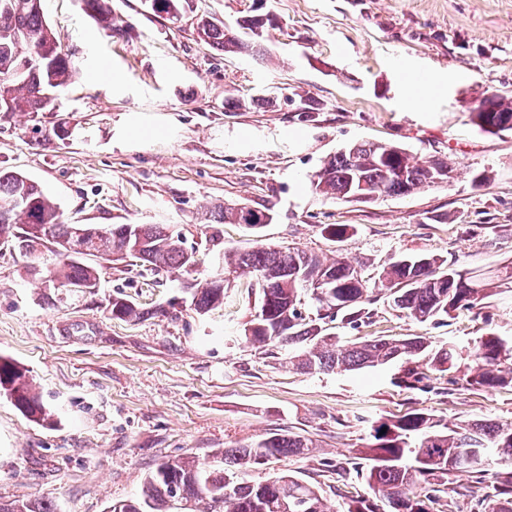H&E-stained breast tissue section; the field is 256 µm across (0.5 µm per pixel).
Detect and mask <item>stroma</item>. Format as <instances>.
Instances as JSON below:
<instances>
[{
	"instance_id": "obj_1",
	"label": "stroma",
	"mask_w": 512,
	"mask_h": 512,
	"mask_svg": "<svg viewBox=\"0 0 512 512\" xmlns=\"http://www.w3.org/2000/svg\"><path fill=\"white\" fill-rule=\"evenodd\" d=\"M124 31L100 29L81 0H45L44 12L75 71L51 110L0 122V167L41 184L69 224H166L198 264L170 277L112 265L97 288L72 293L0 255V356L28 370L53 423L0 396V502L51 499L56 512H108L137 497L146 474L174 459L221 452L292 432L310 455L272 459L247 478L288 471L345 512L336 472L371 444L375 422L419 410L441 420L512 422V388L476 389L459 367L430 392L401 388V363L305 373L246 343L256 301L239 273L222 308L201 315L187 283L213 275L230 249L295 245L343 256L373 274L390 259L439 255L487 273L512 262V130L481 132L472 112L486 94L512 98V0H194L170 23L141 0H111ZM273 16L266 54L224 53L202 42L195 18L236 27L256 7ZM436 85H425L426 77ZM310 104L312 114L301 112ZM162 127L134 145L113 142L129 114ZM66 139L53 137L58 125ZM389 143L418 159L447 158V186L371 203L312 193L324 160L356 142ZM487 180L476 184V174ZM224 203L270 208L259 233L210 226ZM328 224H346L343 240ZM124 294L136 321L112 318ZM167 316L153 315L156 305ZM370 320L330 322L341 339L420 336L471 348L512 336V288L445 324L418 322L387 301Z\"/></svg>"
}]
</instances>
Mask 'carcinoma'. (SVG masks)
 Here are the masks:
<instances>
[{"label":"carcinoma","mask_w":512,"mask_h":512,"mask_svg":"<svg viewBox=\"0 0 512 512\" xmlns=\"http://www.w3.org/2000/svg\"><path fill=\"white\" fill-rule=\"evenodd\" d=\"M84 10L109 31H117L106 0H82ZM193 0H144L156 15L176 23ZM196 30L206 44L225 53L264 52L262 37L244 41L209 17H197ZM73 68L46 21L44 0H0V122L51 107L67 84ZM473 120L486 133L512 130V100L495 95L480 99ZM311 188L338 199L376 193L406 196L425 187L448 184V162L436 158L418 163L400 146L386 143L350 145L324 161L310 179ZM217 224H243V209L220 206L211 215ZM77 225L62 220L59 204L40 184L18 172L0 169V251L17 253L32 276L47 271L61 288H94L105 262H131L146 272L178 274L195 265L194 253L167 224H90L82 241L74 239ZM54 256L48 263L47 255ZM247 270L261 282L260 304L245 323L242 336L262 347L288 345L302 350L296 367L304 372L357 371L391 362L403 364L400 386L427 387L432 376H444L468 361L467 384L494 390L512 386V338L480 337L467 353L455 346H434L420 337L390 342L377 338L365 343L344 341L325 332L296 308L303 300L326 310L322 318L343 315L353 322L368 315L374 292L387 290L392 305L419 322H447L458 310L470 311L489 297L486 278L460 271L434 255L391 260L373 280L344 257L330 261L299 247L261 244L243 253H224L223 276L189 286L191 306L205 315L224 305L230 275ZM325 278V295L312 288L314 277ZM109 313L118 319H139L142 310L118 294ZM0 394L35 422H51L52 414L34 391L27 371L0 358ZM374 442L362 451L366 466L356 473L373 496L350 497L347 512H448L449 476L464 472L482 484L488 469L475 461L490 454L508 466L494 473L493 493L480 497L477 512H512V423L468 420L447 424L412 411L374 428ZM310 439L275 433L222 452L221 466L172 461L146 477L142 496L111 506L109 512H172L173 491L190 512H327L320 487L292 474L251 483L243 469L277 457L306 455ZM236 480L225 491V478ZM0 512H55L48 499L0 502Z\"/></svg>","instance_id":"carcinoma-1"}]
</instances>
